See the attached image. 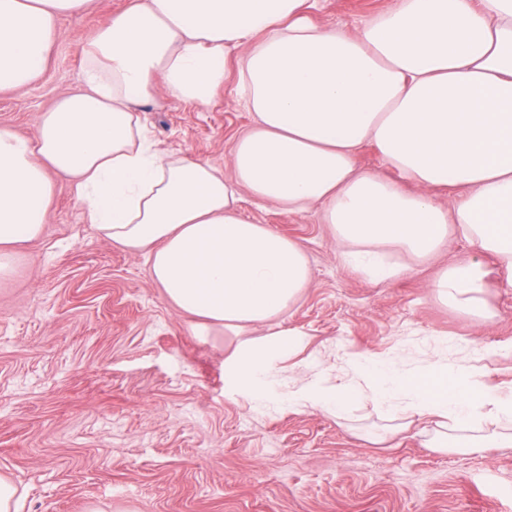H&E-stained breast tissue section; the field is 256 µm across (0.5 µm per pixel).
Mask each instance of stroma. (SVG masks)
<instances>
[{
    "mask_svg": "<svg viewBox=\"0 0 512 512\" xmlns=\"http://www.w3.org/2000/svg\"><path fill=\"white\" fill-rule=\"evenodd\" d=\"M125 2L94 0L64 20L44 73L0 92V125L34 136L39 113L77 88L89 35ZM392 2L321 0L313 20L355 31ZM145 116L156 150L225 170L251 125L232 59L207 108L164 96ZM242 214L309 256V286L274 326L304 334L295 360L319 356L323 388L346 381L351 355L422 367L442 340L449 364L512 385V276L482 258L486 322L430 287L445 266L478 257L460 232L426 262L388 249L409 271L377 286L342 262L318 210L247 199ZM18 252L13 273L0 278V479L16 488L19 512H512V448H427L421 424L392 430L369 402L341 426L317 410L289 409L288 374L278 369L265 406L231 394L224 364L260 330L196 328L152 283L145 254L88 227L66 184L43 236Z\"/></svg>",
    "mask_w": 512,
    "mask_h": 512,
    "instance_id": "stroma-1",
    "label": "stroma"
}]
</instances>
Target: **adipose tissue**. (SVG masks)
<instances>
[{"mask_svg":"<svg viewBox=\"0 0 512 512\" xmlns=\"http://www.w3.org/2000/svg\"><path fill=\"white\" fill-rule=\"evenodd\" d=\"M91 3L0 0V91L38 78L62 20ZM317 4L129 0L89 37L81 90L60 94L34 137L0 125V275L15 246L41 236L62 175L86 224L146 254L173 307L207 327L269 325L310 282L304 247L246 220L247 196L297 213L320 208L343 261L376 284L405 272L384 248L425 261L458 225L479 257L445 269L433 288L485 315L482 256L512 272V0H393L355 35L314 23ZM232 55L252 127L233 146L228 178L155 150L142 108L162 93L208 107ZM366 144L398 180L359 165ZM434 189L456 190L451 208ZM304 345L293 329L246 344L224 383L264 403L276 364ZM352 369L333 392L290 371L289 406L340 420L369 400L400 429L430 425L431 448L512 447V392L483 386L472 367L438 358L404 369L360 356Z\"/></svg>","mask_w":512,"mask_h":512,"instance_id":"ef3b65f1","label":"adipose tissue"}]
</instances>
